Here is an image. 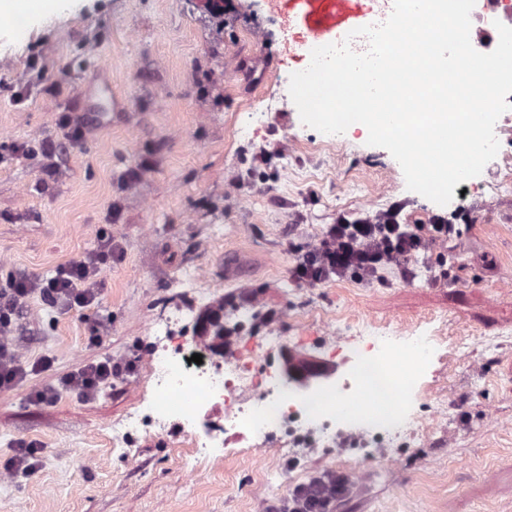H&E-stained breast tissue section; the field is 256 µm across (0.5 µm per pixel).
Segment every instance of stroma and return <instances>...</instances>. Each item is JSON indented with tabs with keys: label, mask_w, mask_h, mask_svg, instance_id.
<instances>
[{
	"label": "stroma",
	"mask_w": 512,
	"mask_h": 512,
	"mask_svg": "<svg viewBox=\"0 0 512 512\" xmlns=\"http://www.w3.org/2000/svg\"><path fill=\"white\" fill-rule=\"evenodd\" d=\"M76 2L53 11L14 0L16 19L0 32V281L52 277L105 233L117 248L94 305L64 312L33 295L19 312L13 341L29 373L0 392V512H279L294 486L354 474L337 512H512V194L488 197L474 177L437 205L407 189L367 129L333 143L284 101L310 46L366 25V0L316 35L291 0L278 16L265 0H233L221 19L207 0ZM287 33L299 38L293 59L282 53ZM106 85L120 104L104 111ZM75 127L85 135L68 142ZM375 198L402 224L447 219L452 240L409 278L387 268L370 284L297 283L291 246L369 216ZM441 261L450 275L437 281L430 267ZM187 272L225 309L254 310L247 346L282 326V369L289 353L340 368L366 321L419 328L431 339L415 388L427 430L391 467L374 448L241 446L188 476L190 448L173 425L113 447V423L153 392V325L191 308L180 333L197 334L205 308L181 286ZM44 357L52 367L35 371ZM106 358L123 367L110 385L90 396L61 387ZM48 387L54 401H32ZM20 440L43 448L35 473L3 469Z\"/></svg>",
	"instance_id": "1"
}]
</instances>
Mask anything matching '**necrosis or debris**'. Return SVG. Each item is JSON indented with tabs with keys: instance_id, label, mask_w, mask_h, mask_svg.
<instances>
[{
	"instance_id": "4bbe7bcc",
	"label": "necrosis or debris",
	"mask_w": 512,
	"mask_h": 512,
	"mask_svg": "<svg viewBox=\"0 0 512 512\" xmlns=\"http://www.w3.org/2000/svg\"><path fill=\"white\" fill-rule=\"evenodd\" d=\"M512 17V0H476L471 13L473 47L490 52L497 36L496 22ZM367 342L351 346L347 362L376 353L387 388L396 390L394 416L341 420L332 406L336 397L351 393L355 380L343 374L323 390L300 387L277 370L266 353L243 350L239 336H230L223 352H216L203 339L193 345L157 343L148 362L156 376L153 395L142 402V418L166 426L175 422L192 446L208 449L212 460L224 457L229 444L249 441L262 449L333 448L337 444L365 443L369 448L399 447L411 433L425 425L406 392L411 385L402 363L418 364L415 348L423 339L405 336L402 362L392 359L396 331L376 324L365 325ZM200 353L201 363L191 360Z\"/></svg>"
}]
</instances>
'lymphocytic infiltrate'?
<instances>
[{"instance_id":"f902f5d3","label":"lymphocytic infiltrate","mask_w":512,"mask_h":512,"mask_svg":"<svg viewBox=\"0 0 512 512\" xmlns=\"http://www.w3.org/2000/svg\"><path fill=\"white\" fill-rule=\"evenodd\" d=\"M444 224H401L392 215L353 224H331L299 256L294 267L298 280L319 285L334 278L352 277L368 281L380 269L392 266L406 273L418 252L445 242ZM112 256L111 248L61 265L55 276H13L0 284V389L12 388L21 375L7 338L11 335L22 303L37 294L63 309L90 306L96 299L94 281L100 264Z\"/></svg>"}]
</instances>
